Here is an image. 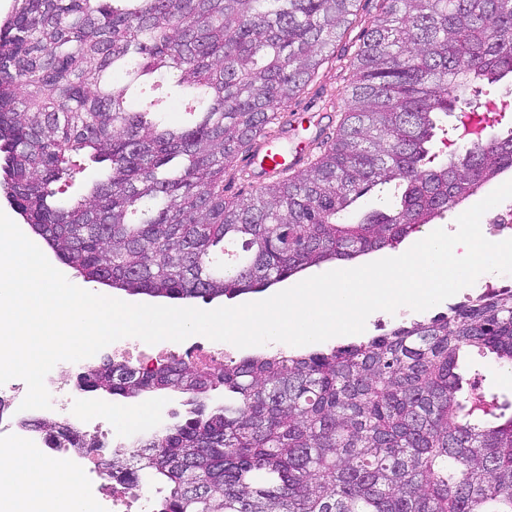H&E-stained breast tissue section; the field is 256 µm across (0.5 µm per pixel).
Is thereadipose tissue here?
Segmentation results:
<instances>
[{
    "label": "adipose tissue",
    "mask_w": 512,
    "mask_h": 512,
    "mask_svg": "<svg viewBox=\"0 0 512 512\" xmlns=\"http://www.w3.org/2000/svg\"><path fill=\"white\" fill-rule=\"evenodd\" d=\"M0 512H97L78 479L35 448H0Z\"/></svg>",
    "instance_id": "ef3b65f1"
}]
</instances>
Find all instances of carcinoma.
<instances>
[{"instance_id": "1", "label": "carcinoma", "mask_w": 512, "mask_h": 512, "mask_svg": "<svg viewBox=\"0 0 512 512\" xmlns=\"http://www.w3.org/2000/svg\"><path fill=\"white\" fill-rule=\"evenodd\" d=\"M356 2L14 0L0 191L77 276L132 295L233 299L396 249L512 172V130L433 151L438 114L512 81V0H383L347 111L308 167L224 197ZM172 100L190 116L179 127L164 120ZM85 159L101 178L65 202ZM379 184L400 193L352 216ZM469 347L512 364V288L358 342L210 369L112 360L85 379L123 398L190 395L184 422L110 461L130 487L163 486L157 512H512V415L464 397ZM220 387L224 404L206 405Z\"/></svg>"}]
</instances>
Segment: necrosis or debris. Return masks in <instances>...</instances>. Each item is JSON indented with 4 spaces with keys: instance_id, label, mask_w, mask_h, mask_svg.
<instances>
[{
    "instance_id": "necrosis-or-debris-1",
    "label": "necrosis or debris",
    "mask_w": 512,
    "mask_h": 512,
    "mask_svg": "<svg viewBox=\"0 0 512 512\" xmlns=\"http://www.w3.org/2000/svg\"><path fill=\"white\" fill-rule=\"evenodd\" d=\"M113 355L138 368L155 367L180 358L198 367L215 366L231 358L230 345L210 341L175 352L166 345H149L136 338H124L112 345ZM52 411L58 417L60 432L49 438L34 427L25 425L19 406L26 395L25 386L13 379L0 386V447L25 446L39 449L45 457L61 462L72 474L80 476L91 487L110 483L103 450L97 440L111 433L123 441L124 426L109 427L107 415H94L92 408L80 404L71 395L66 382L48 379Z\"/></svg>"
}]
</instances>
